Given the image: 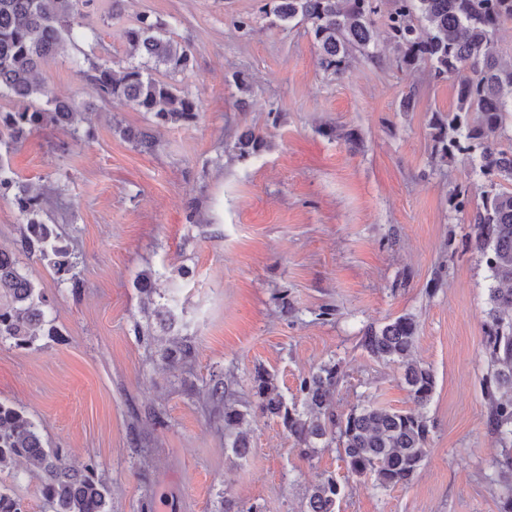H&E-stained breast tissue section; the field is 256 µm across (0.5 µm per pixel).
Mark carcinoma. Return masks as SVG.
Listing matches in <instances>:
<instances>
[{"label":"carcinoma","instance_id":"obj_1","mask_svg":"<svg viewBox=\"0 0 512 512\" xmlns=\"http://www.w3.org/2000/svg\"><path fill=\"white\" fill-rule=\"evenodd\" d=\"M91 0H0V98L14 102V109L0 112V147L22 142L47 126L65 128L78 137L84 120L72 99L54 94L38 80L43 63L53 57L64 40L97 39L82 31V8ZM388 5L384 34L373 17ZM265 15L273 22L309 25L318 47V65L332 76L348 72L356 54L380 60L379 41L392 49L400 68L428 69L431 80H456V104L434 113L430 123L433 153L442 162L460 157L472 173L487 179V190L474 217L473 248L485 263L493 285L488 288L483 347L487 372L483 379L489 400L488 424L499 448L489 482L498 492L499 512H512V63H502L494 44L504 22L512 20V0H269ZM132 55L140 58L120 72L109 60L86 58L78 76L112 102L127 100L152 114L157 125H190L198 119L195 100L175 84L157 80L149 66H163L170 73L186 70L192 52L188 45L167 35L164 24L148 15L123 32ZM124 138L142 153L157 146L151 129H124ZM266 147L265 137L253 130L237 138L238 156L247 159ZM470 186L451 194L454 211L469 205ZM43 193L18 181L0 165V200L12 204L26 224L20 249L39 253L55 272L76 286V262L63 245L56 226L41 218ZM53 306L43 291L23 273L15 250L0 246V340L25 347L39 336L56 333ZM158 323H176V303L155 311ZM413 316L403 315L382 326L362 331L360 346L373 358L396 363L403 369L413 407L396 411L372 403L358 405L337 415L331 395L341 377L340 365L329 361L299 378L300 401L288 400L278 389L277 377L266 369L253 374V404L245 409L225 402L224 373L214 375L210 400L224 404V435L232 458L249 453L242 426L251 410L277 419L294 439L300 454L314 457L319 447L337 445L348 471L386 490L406 485L414 478L429 452L431 425L425 409L435 389L433 371L410 359L416 341ZM171 369L192 362L194 346L183 338L159 351ZM25 461L40 483L50 512H112L110 490L97 476L95 466L70 467L59 450L44 446L38 424L22 409L0 402V472ZM344 485L331 473L305 494L302 512H336ZM0 512H27L23 500L0 487Z\"/></svg>","mask_w":512,"mask_h":512}]
</instances>
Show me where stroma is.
Listing matches in <instances>:
<instances>
[{"instance_id": "1", "label": "stroma", "mask_w": 512, "mask_h": 512, "mask_svg": "<svg viewBox=\"0 0 512 512\" xmlns=\"http://www.w3.org/2000/svg\"><path fill=\"white\" fill-rule=\"evenodd\" d=\"M265 2L93 0L83 23L98 41L65 43L42 65L51 91L86 107V136L74 143L47 127L1 150L0 163L46 189L44 214L74 254L80 286L20 253L53 304L56 333L26 348L0 343V401L35 419L67 463H94L112 512H218L226 496L259 512H301L326 471L345 486L337 512H498L483 389L492 280L469 242L472 211L448 202L467 183L480 204L484 180L462 161L435 159L428 135L433 112L454 106L455 82L402 69L387 50L328 76L306 26L271 23ZM145 13L192 47L184 72H153L195 99L192 125L159 126L134 103L103 102L73 68L83 55L127 66L122 33ZM410 92L413 111H400ZM125 127L154 129L156 151L141 153ZM246 127L267 147L241 160ZM146 269L161 298L179 301L172 329L153 325L135 286ZM407 314L417 321L412 357L436 380L430 451L409 484L376 489L333 447L306 458L260 415L248 418L250 454L228 461L207 399L213 374L243 404L256 369L274 372L289 397L299 377L335 360L337 414L367 401L406 410L401 368L370 357L360 336ZM138 324L151 339L135 336ZM183 337L195 347L188 371L156 362Z\"/></svg>"}]
</instances>
